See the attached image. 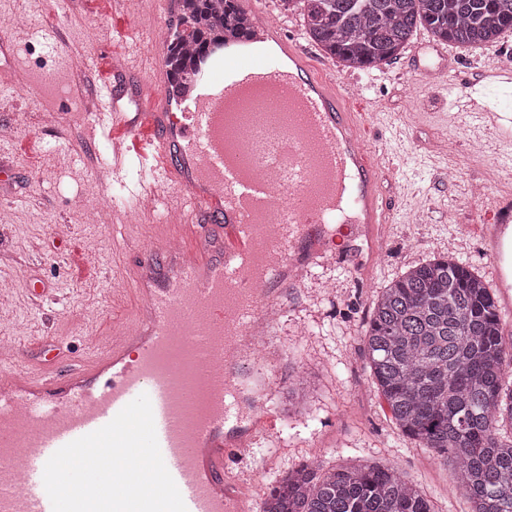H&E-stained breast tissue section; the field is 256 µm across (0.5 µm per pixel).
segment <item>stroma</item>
Returning a JSON list of instances; mask_svg holds the SVG:
<instances>
[{
    "label": "stroma",
    "instance_id": "stroma-1",
    "mask_svg": "<svg viewBox=\"0 0 512 512\" xmlns=\"http://www.w3.org/2000/svg\"><path fill=\"white\" fill-rule=\"evenodd\" d=\"M19 13L38 26L61 23L65 32L55 54L46 53L35 34L12 42L0 58V89L14 91L17 110L30 112L15 138L0 140V167L8 172L0 185V283L16 284L0 307V334L28 345L39 367L81 354L88 331L107 340L113 320L133 311L132 294L112 287L113 271L131 261L112 235L114 221L124 222L142 245L167 229L160 214L137 212L136 173L110 187L96 179L102 134L65 111L54 92L66 81L65 62L74 46L94 83L108 78L110 48L147 66V32L156 21L146 4L123 14L113 11L112 0H0V20ZM412 41L420 46L416 66L445 69L450 89L427 86L399 59L357 76L367 101L363 121L371 129L365 148L379 169L388 224L373 263L357 270L345 259L319 261L283 289V313L273 326L281 358L265 366L270 416L254 434L253 455L232 463L249 494V512H259L281 476L302 464L328 470L391 461L436 512L468 510L453 492V467L405 437L393 421L370 373L362 336L381 289L431 256L452 255L490 287L498 285L495 264L480 242L478 211L512 196V167L506 164L512 147L493 130L462 123L449 111L448 99L465 97L475 69L512 52V31L499 43L476 48L438 43L423 28ZM20 74L37 86L38 98L15 91ZM417 97L424 106L410 111ZM448 138L458 140L457 153L436 149V142ZM474 142L488 161L478 172L467 160ZM58 148L69 156L66 166L56 162ZM476 178L492 185L479 203L469 192ZM92 205L101 209L99 223H79ZM24 278L40 283L57 304L34 309L20 284ZM301 377L309 381L302 415L288 409V391Z\"/></svg>",
    "mask_w": 512,
    "mask_h": 512
}]
</instances>
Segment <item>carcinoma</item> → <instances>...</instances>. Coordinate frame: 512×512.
<instances>
[{"mask_svg": "<svg viewBox=\"0 0 512 512\" xmlns=\"http://www.w3.org/2000/svg\"><path fill=\"white\" fill-rule=\"evenodd\" d=\"M309 39L346 69L396 59L420 27L456 46L495 42L512 31V0H282ZM191 33L171 48L176 81L222 33L245 34L236 0H183ZM364 350L375 383L403 434L459 471L470 512H512V359L490 288L443 255L405 271L374 301ZM262 512H435L392 464L322 470L303 464L263 501Z\"/></svg>", "mask_w": 512, "mask_h": 512, "instance_id": "1", "label": "carcinoma"}]
</instances>
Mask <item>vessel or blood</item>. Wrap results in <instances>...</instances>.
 Segmentation results:
<instances>
[{
    "label": "vessel or blood",
    "mask_w": 512,
    "mask_h": 512,
    "mask_svg": "<svg viewBox=\"0 0 512 512\" xmlns=\"http://www.w3.org/2000/svg\"><path fill=\"white\" fill-rule=\"evenodd\" d=\"M279 55L225 53L198 66L195 97L172 111L164 44L153 66L115 62L97 91L90 122L109 132L113 178L140 159V192L179 203L184 248L168 240L136 247L125 283L131 321L114 322L106 345L85 340L63 369L31 366L18 341H0V512H53L43 483L61 447L108 424L147 394L163 461L187 512H246V492L228 469L240 452L242 400L263 397L262 371L243 376L234 354L246 334L269 332L288 272L323 257L313 230L356 223L375 240L387 204L355 115L332 81L315 78L308 51L280 26L268 31ZM132 97L138 110L124 112ZM480 234L501 261L512 246V210H485ZM264 242L281 261L257 280L240 256ZM203 309L207 324L188 320ZM191 351L205 392L180 386L159 365L172 341Z\"/></svg>",
    "instance_id": "vessel-or-blood-1"
}]
</instances>
